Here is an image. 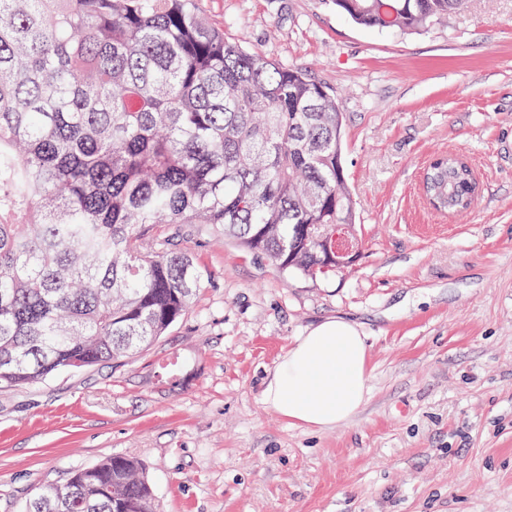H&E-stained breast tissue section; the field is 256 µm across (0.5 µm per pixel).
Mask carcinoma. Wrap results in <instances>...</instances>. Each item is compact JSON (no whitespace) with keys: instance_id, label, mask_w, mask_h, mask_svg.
<instances>
[{"instance_id":"1","label":"carcinoma","mask_w":512,"mask_h":512,"mask_svg":"<svg viewBox=\"0 0 512 512\" xmlns=\"http://www.w3.org/2000/svg\"><path fill=\"white\" fill-rule=\"evenodd\" d=\"M467 0H335L355 24L430 29ZM344 116L307 71L224 37L199 0H0V389L125 366L187 313L202 277L157 224L204 225L316 278L354 238ZM428 201L469 208L437 155ZM21 512H156L143 465L105 457Z\"/></svg>"}]
</instances>
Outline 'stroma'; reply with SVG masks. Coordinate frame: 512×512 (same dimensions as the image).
<instances>
[{"instance_id":"obj_1","label":"stroma","mask_w":512,"mask_h":512,"mask_svg":"<svg viewBox=\"0 0 512 512\" xmlns=\"http://www.w3.org/2000/svg\"><path fill=\"white\" fill-rule=\"evenodd\" d=\"M200 5L335 92L360 255L287 277L191 231L204 282L165 336L123 368L0 391V512L113 455L145 466L158 512H512V0L425 32L357 26L333 0ZM438 153L478 177L463 214L422 198ZM336 317L366 339L368 399L331 429L290 423L265 380Z\"/></svg>"}]
</instances>
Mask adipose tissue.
<instances>
[{
    "label": "adipose tissue",
    "mask_w": 512,
    "mask_h": 512,
    "mask_svg": "<svg viewBox=\"0 0 512 512\" xmlns=\"http://www.w3.org/2000/svg\"><path fill=\"white\" fill-rule=\"evenodd\" d=\"M369 378L367 346L358 326L329 319L288 348L265 382L262 401L291 423L333 428L365 404Z\"/></svg>",
    "instance_id": "ef3b65f1"
}]
</instances>
